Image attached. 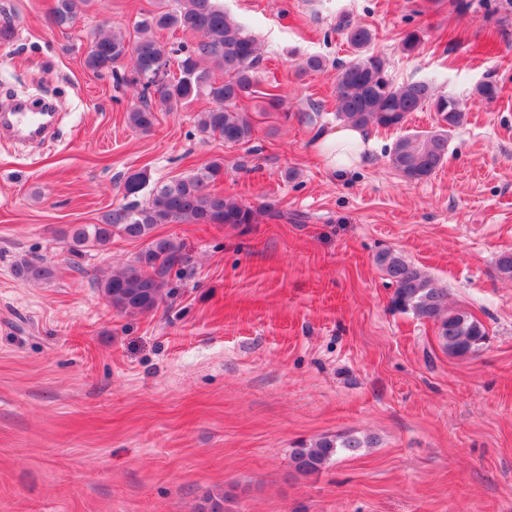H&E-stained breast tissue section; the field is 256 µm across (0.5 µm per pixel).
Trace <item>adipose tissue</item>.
Wrapping results in <instances>:
<instances>
[{
    "label": "adipose tissue",
    "mask_w": 512,
    "mask_h": 512,
    "mask_svg": "<svg viewBox=\"0 0 512 512\" xmlns=\"http://www.w3.org/2000/svg\"><path fill=\"white\" fill-rule=\"evenodd\" d=\"M316 147L331 171L345 174L368 163L374 143L365 129L348 125L320 132Z\"/></svg>",
    "instance_id": "obj_1"
}]
</instances>
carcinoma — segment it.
<instances>
[{
  "label": "carcinoma",
  "instance_id": "cac0c4a2",
  "mask_svg": "<svg viewBox=\"0 0 512 512\" xmlns=\"http://www.w3.org/2000/svg\"><path fill=\"white\" fill-rule=\"evenodd\" d=\"M88 0H55L50 23L67 28L73 24ZM352 57L336 64V117L362 127L401 128L408 116L427 108L441 123L437 131L413 132L401 136L389 151L390 166L408 181H421L441 169L448 157L447 129L460 126L467 104L453 96L437 93L429 80L395 84L387 74L386 60L372 50L373 30L348 19L339 22ZM137 38L129 42L119 33L93 39L95 49L85 55V68L96 75L112 73L120 83L140 87L139 104L127 112V122L142 133L151 131L154 113L151 99L171 107L188 104L199 97L211 107L198 114L197 128L207 137H218L228 146L253 140L256 127L241 102L265 99L266 107L280 110L282 95L273 86L257 89L256 68L260 62L256 39L224 9L223 0H175L142 17L136 24ZM158 30L180 31L200 39L167 49L154 37ZM132 69L120 72L125 58ZM175 61L179 77L165 87L157 86L158 68ZM224 70V80L212 75V67ZM473 94L492 103L500 94L494 80L477 84ZM224 178V159H214L196 172L155 186L140 202L136 196L149 183L139 172L124 181L125 196L134 200L107 212L99 224H76L65 233L68 252L75 255L87 247L105 249L112 238L145 240L146 247L123 268L96 282L112 310L124 315L151 313L171 299L169 283L173 271L188 268L184 243L174 237L157 236L161 224H254L258 210L234 197L212 189ZM375 263L394 287L392 306L419 319L438 325V336L453 356L476 354L485 344L484 325L462 309L448 306V289L439 286L420 269L391 250H382ZM15 278L24 283L44 282L54 275L51 266L20 260L13 267ZM369 441L355 436H323L292 450L295 468L305 474L319 471L342 452H355Z\"/></svg>",
  "mask_w": 512,
  "mask_h": 512
}]
</instances>
